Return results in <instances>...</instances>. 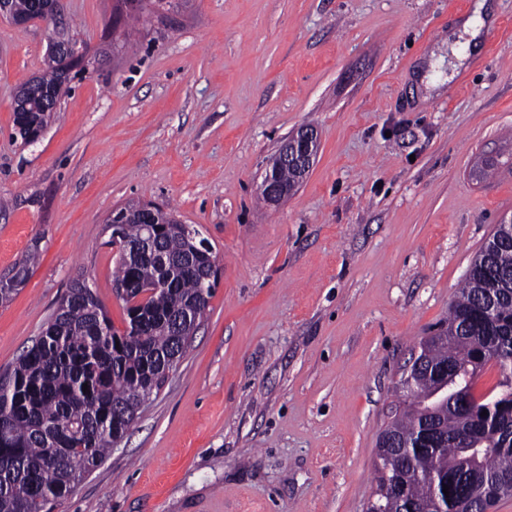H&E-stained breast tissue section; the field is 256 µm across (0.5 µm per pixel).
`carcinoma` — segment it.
Wrapping results in <instances>:
<instances>
[{
  "mask_svg": "<svg viewBox=\"0 0 512 512\" xmlns=\"http://www.w3.org/2000/svg\"><path fill=\"white\" fill-rule=\"evenodd\" d=\"M72 80L51 61L36 80L20 84L26 104L13 112L21 138L47 127ZM165 216L172 224L153 242L148 225L137 222L109 240L118 248L114 279L124 287V329L113 325L80 275L41 336L0 374V512H45L69 493L129 432L190 346L213 294L203 279L209 260L194 255L173 212ZM146 247L186 261L126 260ZM28 276L26 263L12 270L0 302ZM489 293L491 318L484 308ZM417 360V398L385 427L408 447L399 452L378 442L376 492L367 512H465L472 497L485 499L489 509L512 497V222L495 225L448 321L421 340ZM491 360L501 379L486 399L476 386Z\"/></svg>",
  "mask_w": 512,
  "mask_h": 512,
  "instance_id": "1",
  "label": "carcinoma"
}]
</instances>
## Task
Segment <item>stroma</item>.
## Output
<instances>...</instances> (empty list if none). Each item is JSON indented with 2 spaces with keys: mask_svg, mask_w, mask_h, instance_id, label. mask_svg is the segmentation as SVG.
<instances>
[{
  "mask_svg": "<svg viewBox=\"0 0 512 512\" xmlns=\"http://www.w3.org/2000/svg\"><path fill=\"white\" fill-rule=\"evenodd\" d=\"M475 0H172L121 47L116 0H60L90 65L42 138L14 91L47 66L37 23L0 19V372L77 276L125 328L107 219L153 201L199 230L218 283L129 433L50 512H365L377 438L423 336L512 217V0L464 67ZM319 149L260 204L298 128Z\"/></svg>",
  "mask_w": 512,
  "mask_h": 512,
  "instance_id": "obj_1",
  "label": "stroma"
}]
</instances>
